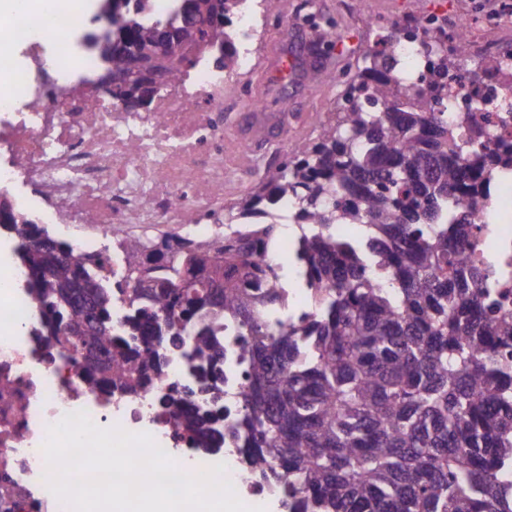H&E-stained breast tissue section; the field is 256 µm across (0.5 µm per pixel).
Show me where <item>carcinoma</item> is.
I'll list each match as a JSON object with an SVG mask.
<instances>
[{
	"mask_svg": "<svg viewBox=\"0 0 512 512\" xmlns=\"http://www.w3.org/2000/svg\"><path fill=\"white\" fill-rule=\"evenodd\" d=\"M239 7L175 0L170 16L145 23V0H103L112 99L132 109L126 77L143 57H162L170 83L195 64L189 46L231 66ZM407 32L395 28L345 72L318 141L286 153L239 204L244 234L168 237L155 254L128 238L112 281L65 241L33 247L49 231L21 212L3 220L0 206L50 347L99 355L89 383L117 398L160 376V348L180 337L175 349L207 393L205 407L175 417L181 439L198 446L231 417L247 479L273 491L281 512H512V315L490 317L479 288L487 274L463 258L468 212L486 204L478 182L512 175V144L478 155L466 148L483 135L478 120L466 122V141L441 120L447 47H426L438 59L430 78L400 83L392 42ZM284 195L299 200V260L314 289L312 313L298 322L287 282L256 260L278 225L248 226ZM339 222L362 237H336ZM215 255L220 279L210 274ZM78 299L72 333L55 318ZM229 326L244 337L242 390L223 387L219 333Z\"/></svg>",
	"mask_w": 512,
	"mask_h": 512,
	"instance_id": "cac0c4a2",
	"label": "carcinoma"
}]
</instances>
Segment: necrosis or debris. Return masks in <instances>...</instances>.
<instances>
[{
  "label": "necrosis or debris",
  "mask_w": 512,
  "mask_h": 512,
  "mask_svg": "<svg viewBox=\"0 0 512 512\" xmlns=\"http://www.w3.org/2000/svg\"><path fill=\"white\" fill-rule=\"evenodd\" d=\"M263 0H242L243 27L233 33L237 68L250 67L260 43L278 37L265 28ZM512 0H470L457 16L420 18L419 28L443 26L458 65L448 79V121L458 134L462 111L482 118L485 152L512 142V41L503 32ZM89 0H69L12 22L0 35V187L22 184L17 209L40 223L88 232L78 252L99 254L100 239L133 225L188 226L209 240L224 221L225 200L276 168L282 151L238 139L233 161L224 158V134L238 131L243 115L225 103L234 74L199 60L191 80L173 82L147 112H129L102 91L105 62ZM505 182L488 185L489 202L470 217L475 236L468 263L489 270V302L512 315V205ZM19 271L0 268V512H70L48 490L42 446L49 426L86 411L103 428L130 433L175 426L160 398L192 379L189 366L170 353L163 375L147 389L113 403L88 388L95 359L47 355L38 335L36 304L18 285Z\"/></svg>",
  "instance_id": "necrosis-or-debris-1"
}]
</instances>
